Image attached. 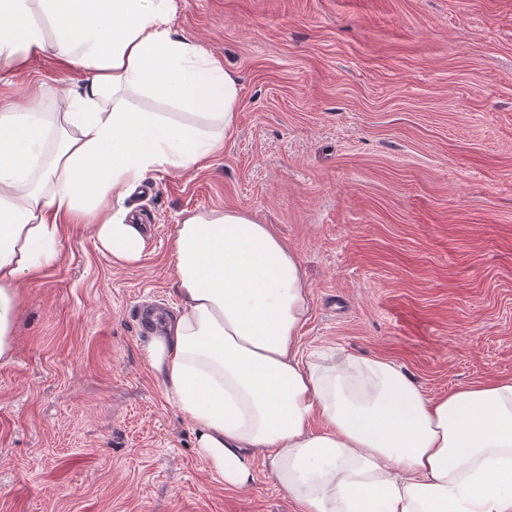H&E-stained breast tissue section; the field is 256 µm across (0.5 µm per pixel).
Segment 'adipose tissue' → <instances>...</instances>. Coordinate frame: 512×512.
<instances>
[{
	"label": "adipose tissue",
	"instance_id": "ef3b65f1",
	"mask_svg": "<svg viewBox=\"0 0 512 512\" xmlns=\"http://www.w3.org/2000/svg\"><path fill=\"white\" fill-rule=\"evenodd\" d=\"M175 14V0H0V72L50 50L81 81L53 154L36 106L0 113V363L23 289L70 228L136 264L147 235L125 200L232 138L239 82L175 36ZM172 265L180 308L147 360L227 486L252 480L260 449L302 512H512V378L429 397L383 359L304 362L300 261L241 209L176 225Z\"/></svg>",
	"mask_w": 512,
	"mask_h": 512
}]
</instances>
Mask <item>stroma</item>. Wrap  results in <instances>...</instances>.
Segmentation results:
<instances>
[{
    "label": "stroma",
    "mask_w": 512,
    "mask_h": 512,
    "mask_svg": "<svg viewBox=\"0 0 512 512\" xmlns=\"http://www.w3.org/2000/svg\"><path fill=\"white\" fill-rule=\"evenodd\" d=\"M177 35L240 83L233 138L126 206L150 233L119 266L78 227L25 288L0 364V512H301L264 454L242 488L199 456L149 370L175 314L176 224L237 208L274 225L308 286L301 355L385 358L426 396L512 377V0H177ZM73 70L0 82L51 119Z\"/></svg>",
    "instance_id": "stroma-1"
}]
</instances>
